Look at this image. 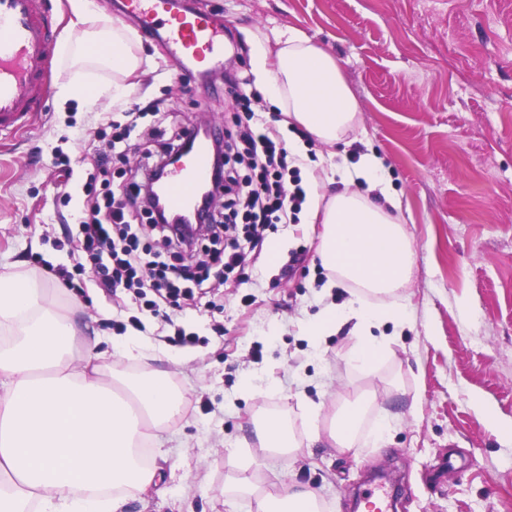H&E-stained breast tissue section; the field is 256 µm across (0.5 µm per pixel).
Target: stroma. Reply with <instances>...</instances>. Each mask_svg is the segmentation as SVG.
Masks as SVG:
<instances>
[{
    "mask_svg": "<svg viewBox=\"0 0 512 512\" xmlns=\"http://www.w3.org/2000/svg\"><path fill=\"white\" fill-rule=\"evenodd\" d=\"M185 2L229 22L223 72L172 62L162 42L140 33L134 49L144 64L124 102L112 101L111 69L89 62L81 72L100 87L97 97L62 105L48 96L28 130L0 135V272L25 261L76 322L79 352H95L99 336L116 343L140 336L155 367L175 372L186 391L184 418L156 432L165 453L159 489L130 493L123 512H248V503L224 504L243 474L264 493L295 477L328 512H348L371 468L401 475L397 512H512V434L500 429L512 422V0ZM292 29L336 59L363 118L347 146L295 139L303 182L328 200L342 187L341 172L370 146L385 157L409 209L416 266L401 296L410 323L384 326L396 340L368 372L346 358L356 341L352 323L316 345L304 334L325 305L349 298L327 285L316 257L321 227L307 212L266 231L236 287H221L222 268L212 266V290L192 308L162 300L150 311L76 271L82 186L105 148L108 122L123 120L133 102L160 109L110 160L119 196L144 147H158L162 135L231 126L235 88L226 74L256 92L253 56L274 53L277 36ZM60 156L72 178L59 176ZM179 329L197 343L173 344ZM363 393L376 399L354 448L307 441L299 401L321 404L325 430ZM271 414L294 432L292 459L256 444L253 422ZM382 416L391 427L375 446L369 435Z\"/></svg>",
    "mask_w": 512,
    "mask_h": 512,
    "instance_id": "stroma-1",
    "label": "stroma"
}]
</instances>
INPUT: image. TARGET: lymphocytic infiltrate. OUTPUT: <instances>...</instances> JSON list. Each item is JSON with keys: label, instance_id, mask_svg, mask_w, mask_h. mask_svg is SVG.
Returning <instances> with one entry per match:
<instances>
[{"label": "lymphocytic infiltrate", "instance_id": "f902f5d3", "mask_svg": "<svg viewBox=\"0 0 512 512\" xmlns=\"http://www.w3.org/2000/svg\"><path fill=\"white\" fill-rule=\"evenodd\" d=\"M234 107L239 111L233 119L234 130L215 138L224 154L216 179L224 190L225 213L203 215L215 245L209 261L197 260V240L185 237L178 228H161L157 251L141 246L133 230L135 218L151 212L148 186L160 177L168 160L181 153L187 131L176 132L160 154L144 155L143 180L131 183L123 199H116L110 189H97L96 179L84 184L85 209L78 226L100 287L131 290L149 309L155 308L154 297L159 293L173 299L192 297L193 286L208 280L211 263L222 264L228 273L243 267L265 227L296 219L307 187L298 175L295 157L289 156L275 127L255 121L245 94L235 96ZM236 223L242 224L243 235L224 238L225 229Z\"/></svg>", "mask_w": 512, "mask_h": 512}]
</instances>
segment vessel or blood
<instances>
[{
  "mask_svg": "<svg viewBox=\"0 0 512 512\" xmlns=\"http://www.w3.org/2000/svg\"><path fill=\"white\" fill-rule=\"evenodd\" d=\"M123 12L142 32L160 38L172 60L191 58L205 62L210 70L223 69L226 24L215 13H183L178 0H124ZM55 40L42 0H0V133L29 127L43 111ZM209 176L208 149L200 144L163 181L169 209H188ZM393 501L382 483L362 497L364 512H393Z\"/></svg>",
  "mask_w": 512,
  "mask_h": 512,
  "instance_id": "1",
  "label": "vessel or blood"
}]
</instances>
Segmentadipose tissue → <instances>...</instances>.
<instances>
[{
  "label": "adipose tissue",
  "instance_id": "ef3b65f1",
  "mask_svg": "<svg viewBox=\"0 0 512 512\" xmlns=\"http://www.w3.org/2000/svg\"><path fill=\"white\" fill-rule=\"evenodd\" d=\"M74 25L82 29L70 51L75 64L97 62L111 68L113 101H122L127 79L142 60L130 29L121 22L89 29L90 0H69ZM275 56L254 59L265 99L287 118L288 126L334 146L347 142L362 123L358 101L334 57L291 30L277 40ZM363 188L344 187L325 206H312L311 221L322 229L316 255L350 290L345 306H325L307 325L306 336L319 343L336 325L356 322V342L347 354L355 367L376 365L389 351L388 336L374 327L408 321L399 292L415 270V251L402 215L403 201L386 178L375 153L362 154L355 170ZM0 331L11 334L0 346V512H122L124 497H98L101 487L137 492L156 486L158 465L143 464L139 449L155 430L185 414L186 397L169 372L153 367L129 338L125 357L137 358V376L78 357L71 318L48 301L41 281L22 271L0 273ZM366 397L334 413L329 437L352 448L367 405ZM261 450L293 455L298 443L287 422L269 417L253 423ZM237 498L255 512H320L318 495L291 480L274 494H261L248 477L236 480Z\"/></svg>",
  "mask_w": 512,
  "mask_h": 512
}]
</instances>
